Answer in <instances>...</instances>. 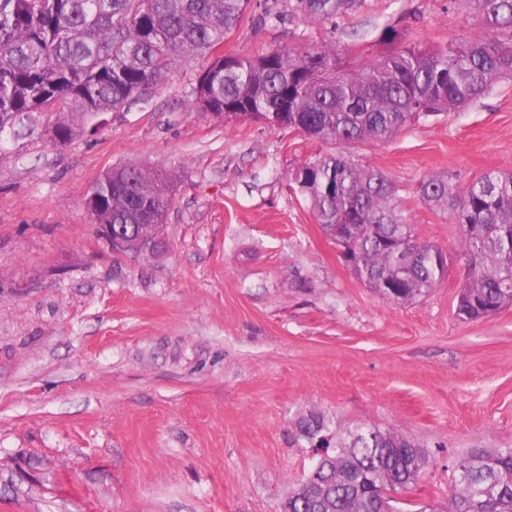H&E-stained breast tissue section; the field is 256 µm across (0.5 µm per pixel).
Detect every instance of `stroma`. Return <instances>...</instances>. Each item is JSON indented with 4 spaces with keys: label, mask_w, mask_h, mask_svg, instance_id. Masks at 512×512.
I'll return each mask as SVG.
<instances>
[{
    "label": "stroma",
    "mask_w": 512,
    "mask_h": 512,
    "mask_svg": "<svg viewBox=\"0 0 512 512\" xmlns=\"http://www.w3.org/2000/svg\"><path fill=\"white\" fill-rule=\"evenodd\" d=\"M481 32L451 0H356L315 23L298 0H251L219 52L332 44L360 67L394 43ZM205 65L182 60L148 103L66 144L0 137V512H276L312 464L296 421L313 411L428 452L398 512L446 501L454 456L512 447V308L457 316L459 227L419 184L512 171V79L351 147L396 182L416 236L453 255L439 287L398 306L353 275L290 185L336 143L197 112ZM130 163L174 178L156 254L114 253L84 207Z\"/></svg>",
    "instance_id": "stroma-1"
}]
</instances>
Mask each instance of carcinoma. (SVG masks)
Listing matches in <instances>:
<instances>
[{
  "instance_id": "cac0c4a2",
  "label": "carcinoma",
  "mask_w": 512,
  "mask_h": 512,
  "mask_svg": "<svg viewBox=\"0 0 512 512\" xmlns=\"http://www.w3.org/2000/svg\"><path fill=\"white\" fill-rule=\"evenodd\" d=\"M355 0H306L314 21ZM483 30L454 46L404 45L359 69L340 67L334 45L281 47L251 58L217 56L193 105L219 120L269 123L331 140L342 150L310 158L289 180L310 202L330 240L352 249V271L384 299L406 305L447 275L442 249L418 239L395 183L354 162L345 148L383 142L423 114L464 108L512 78V0H452ZM250 0H0V152L3 133L27 122L66 144L98 119L145 101L183 58L208 57L239 27ZM164 176L128 164L86 191L95 224H157L172 202ZM420 198L459 225L467 280L458 315L477 320L512 307V172L492 170L463 187L422 180ZM308 443L329 431L312 412L296 423ZM428 464L409 435L378 427L336 434L288 493V512H392L395 495ZM455 490L419 512H512V448H471L452 460Z\"/></svg>"
}]
</instances>
